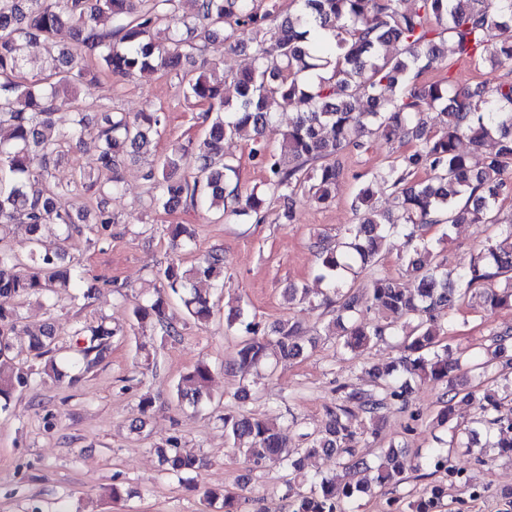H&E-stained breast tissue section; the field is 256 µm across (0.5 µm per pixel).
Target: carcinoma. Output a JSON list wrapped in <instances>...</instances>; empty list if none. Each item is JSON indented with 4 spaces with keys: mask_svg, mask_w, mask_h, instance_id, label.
Wrapping results in <instances>:
<instances>
[{
    "mask_svg": "<svg viewBox=\"0 0 512 512\" xmlns=\"http://www.w3.org/2000/svg\"><path fill=\"white\" fill-rule=\"evenodd\" d=\"M294 12L276 20L260 11L255 0H0V127L10 135L0 140V410L29 385L37 374L60 381L54 350L55 329L37 331L20 326L19 307L35 298L48 307L61 300L91 298L77 294L83 269L67 260L65 252L40 249V231L46 224L59 227L64 238L82 232L105 234L117 223L110 195L119 187V168L130 154L150 151L153 137L164 122L158 111L134 115L107 107L91 116L68 90L89 77L110 73L128 78L162 70L180 78L186 93L205 106L204 137L175 147L147 167L149 206L165 211L178 207L204 208L224 218L225 201L237 204L232 213L261 218L270 200L283 202V216L291 217L288 203L304 193L325 203L336 194L344 152L365 148L373 136L386 138L396 130L417 141L414 149L376 173L372 184L355 195L352 206L359 222L348 227L335 247L317 244L320 279L327 292L322 303L337 304L327 328L342 356L355 357L384 336L398 339L402 355L387 370L388 378L372 389L338 388L336 405L327 420L307 435V447L291 448L277 420L224 413V434L244 456L251 470L277 467L288 472L290 512H346L345 504L376 484L398 486L420 469V462L404 448H390L372 477L362 475L356 457L359 435L354 427L361 413L377 423L395 403H407L408 380L418 378L446 385L437 421L444 425L458 398L477 404L475 427L453 433L456 447L483 461L484 448L512 458V412H502L505 397L495 390L481 394L456 388L451 373L459 366L440 322L463 304L486 312L512 308V245L486 238L482 252L451 276L436 260L433 245L417 235L424 224H485L512 240V225L498 219L506 188L503 172L512 165V82H500L476 91L456 88L446 80L415 85L413 81L436 59L493 66L512 64V0H292ZM74 29L77 48H58L49 73L39 79L22 75L29 45L53 42L64 24ZM230 48H253L251 66L236 74L235 98L224 94V83L195 75L185 63L201 57L217 38ZM395 44L397 53L382 52ZM296 110V120L284 133L280 153L267 150L261 136L272 127V105ZM439 111L433 134L423 136L424 114ZM67 112L68 126L56 128L52 115ZM251 128L259 139L251 150L265 172L264 189L243 195L232 185L235 160L224 155V140ZM473 149L492 141L496 150L484 156L480 167L459 150L461 139ZM96 147L95 165L81 170L71 183L51 180L48 164L64 145ZM185 155L193 158L189 174L180 173ZM424 170L427 178L416 179ZM96 195L92 220L73 201L77 187ZM394 194L397 213L381 212L372 202L374 188ZM28 234V251L21 255L9 244L13 227ZM404 234L414 243L406 259L405 283L386 278L359 291L345 283L344 273L356 261L379 262L387 237ZM176 250L190 248L193 232L185 225L171 229ZM157 277L197 322L211 317L209 299L197 288L200 281L224 280V254L213 250L185 268L170 262ZM167 296L156 295L133 309L130 327H154L163 335H180L166 321ZM384 314L377 324L364 321V312ZM227 327L239 338L237 364L252 366L274 356L291 359L304 353L296 336L298 326L280 324L277 335L265 334L260 323L238 309L227 317ZM120 329L106 316L94 323H76L69 335L77 337L75 365L79 375L95 369L106 357L112 337ZM11 336L28 337V352L39 365L16 363ZM512 328L492 333L486 358L474 364L486 369L499 363L512 368V356L503 342ZM210 366L196 364L177 387V401L198 406L210 399ZM159 465L176 475L198 472L202 458L181 451L176 436L154 448ZM322 454L342 465L346 478L309 474L307 457ZM428 464L445 473L406 504L404 512H437L448 496L447 481L460 477L448 464V454L434 449ZM210 488L206 497L221 502L223 512H238L240 491Z\"/></svg>",
    "mask_w": 512,
    "mask_h": 512,
    "instance_id": "obj_1",
    "label": "carcinoma"
}]
</instances>
